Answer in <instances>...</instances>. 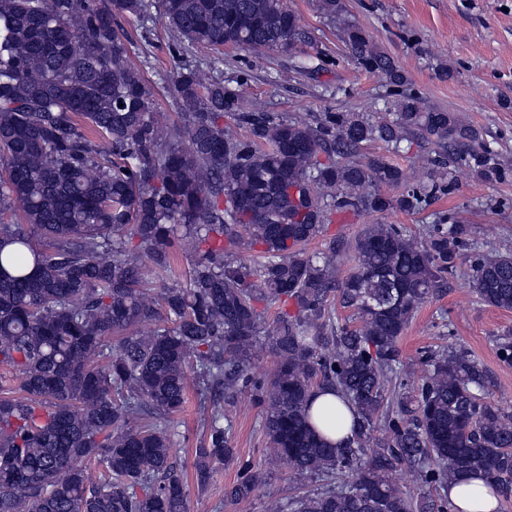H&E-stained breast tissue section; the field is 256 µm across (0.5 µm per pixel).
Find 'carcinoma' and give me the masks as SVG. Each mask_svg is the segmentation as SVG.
Masks as SVG:
<instances>
[{"instance_id": "obj_1", "label": "carcinoma", "mask_w": 512, "mask_h": 512, "mask_svg": "<svg viewBox=\"0 0 512 512\" xmlns=\"http://www.w3.org/2000/svg\"><path fill=\"white\" fill-rule=\"evenodd\" d=\"M153 8L177 60L199 45L322 55L285 0H0V512H187L170 435L192 368L214 393L195 451L201 490L211 464L233 457L224 406L249 391L264 410L266 463L324 482L272 512H447L448 480L469 472L511 499L512 412L483 400L484 369L464 350L426 351L417 380L399 367L418 308L466 259L455 214L419 239L368 224L305 252L338 215L420 213L456 190L458 168L499 180L494 151L455 113L427 107L342 0L318 10L351 61L386 80L392 119L244 108L213 71L184 65L181 122L163 123L125 28ZM371 143L433 145L427 180L408 185L385 156L361 155ZM255 249L253 264L236 257ZM180 254L183 282L171 279ZM142 256L165 278L156 293ZM470 271L481 301L512 309L511 254ZM337 304L358 324L336 319ZM260 349L275 368L257 377ZM320 389L354 408L342 444L312 422ZM402 467L436 498L403 493ZM262 481L246 464L225 497Z\"/></svg>"}]
</instances>
